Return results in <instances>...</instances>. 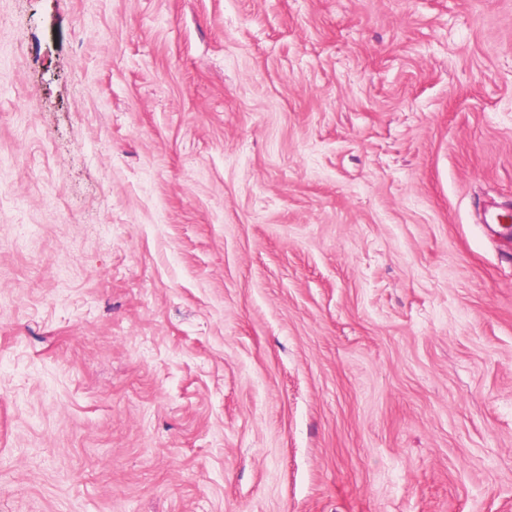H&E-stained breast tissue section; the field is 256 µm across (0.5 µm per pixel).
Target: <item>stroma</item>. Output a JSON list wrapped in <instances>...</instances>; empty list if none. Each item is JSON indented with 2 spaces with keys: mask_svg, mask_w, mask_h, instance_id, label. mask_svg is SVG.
I'll return each mask as SVG.
<instances>
[{
  "mask_svg": "<svg viewBox=\"0 0 512 512\" xmlns=\"http://www.w3.org/2000/svg\"><path fill=\"white\" fill-rule=\"evenodd\" d=\"M512 0H0V512H512Z\"/></svg>",
  "mask_w": 512,
  "mask_h": 512,
  "instance_id": "stroma-1",
  "label": "stroma"
}]
</instances>
